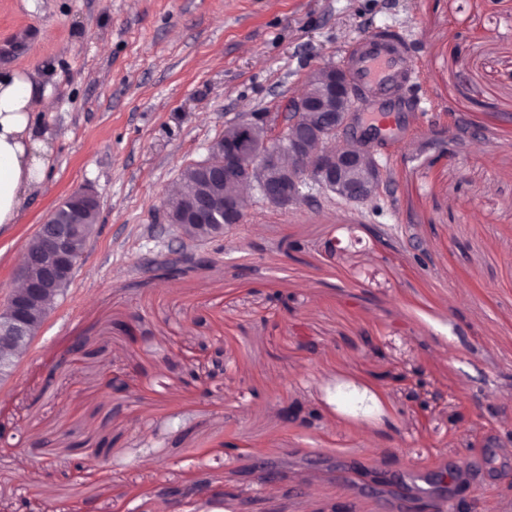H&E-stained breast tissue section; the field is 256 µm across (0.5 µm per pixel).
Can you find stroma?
<instances>
[{"label":"stroma","mask_w":512,"mask_h":512,"mask_svg":"<svg viewBox=\"0 0 512 512\" xmlns=\"http://www.w3.org/2000/svg\"><path fill=\"white\" fill-rule=\"evenodd\" d=\"M385 24L410 31L419 78L375 201L308 181L285 209L250 198L218 240L165 221L226 122L287 111ZM0 67L55 101L35 120L43 188L0 226V300L38 225L76 190L99 199L66 297L0 384V512H133L201 475L234 497L200 512H393L353 462L423 490L466 466L476 512H512V446L490 445L512 433V0H0ZM251 455L295 479L239 480Z\"/></svg>","instance_id":"35a3bbf8"}]
</instances>
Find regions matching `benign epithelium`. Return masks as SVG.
<instances>
[{
  "instance_id": "obj_1",
  "label": "benign epithelium",
  "mask_w": 512,
  "mask_h": 512,
  "mask_svg": "<svg viewBox=\"0 0 512 512\" xmlns=\"http://www.w3.org/2000/svg\"><path fill=\"white\" fill-rule=\"evenodd\" d=\"M359 103L346 70L327 63L312 70L303 92L289 100L288 117L255 112L226 123L222 159L202 162L216 189L199 195L176 228L187 240L215 227L224 232L244 222L240 189H254L268 207L283 209L299 203L306 179L338 202L373 201L386 177L375 150L386 125L377 116L364 118ZM68 202L71 223L55 224L48 218L38 225L40 245L29 251L17 272L23 287L12 289L0 306V380L12 375L48 318L50 302L71 283L80 264L77 247L87 235L86 216L98 206V196L82 190L70 194ZM245 473L259 486L288 477L262 457L252 458ZM350 475L367 493L384 489L394 494L403 505L401 512H468L461 496L464 484L446 475L430 479L433 494L425 502L409 494L389 469L356 463ZM213 492L210 486L165 500L182 510L212 498Z\"/></svg>"
}]
</instances>
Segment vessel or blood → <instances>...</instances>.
Here are the masks:
<instances>
[{
  "label": "vessel or blood",
  "instance_id": "vessel-or-blood-1",
  "mask_svg": "<svg viewBox=\"0 0 512 512\" xmlns=\"http://www.w3.org/2000/svg\"><path fill=\"white\" fill-rule=\"evenodd\" d=\"M410 43L408 31L383 26L357 49L346 53L341 64L360 94L382 100L397 94L402 83L418 75L410 56Z\"/></svg>",
  "mask_w": 512,
  "mask_h": 512
}]
</instances>
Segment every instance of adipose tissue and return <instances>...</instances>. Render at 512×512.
I'll use <instances>...</instances> for the list:
<instances>
[{
  "mask_svg": "<svg viewBox=\"0 0 512 512\" xmlns=\"http://www.w3.org/2000/svg\"><path fill=\"white\" fill-rule=\"evenodd\" d=\"M52 107L50 96L34 95L26 72L0 69V225L17 223L27 199L43 187L53 150L35 135L32 117Z\"/></svg>",
  "mask_w": 512,
  "mask_h": 512,
  "instance_id": "adipose-tissue-1",
  "label": "adipose tissue"
}]
</instances>
